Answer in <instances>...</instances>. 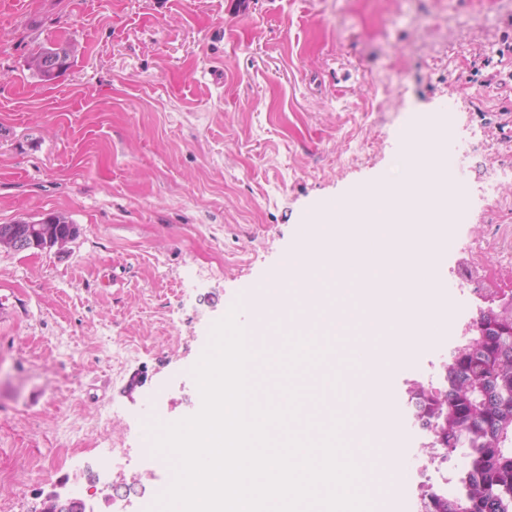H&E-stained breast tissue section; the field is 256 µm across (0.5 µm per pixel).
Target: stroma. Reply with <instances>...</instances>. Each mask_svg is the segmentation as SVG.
Returning a JSON list of instances; mask_svg holds the SVG:
<instances>
[{"label": "stroma", "instance_id": "stroma-1", "mask_svg": "<svg viewBox=\"0 0 512 512\" xmlns=\"http://www.w3.org/2000/svg\"><path fill=\"white\" fill-rule=\"evenodd\" d=\"M77 45L45 85L37 44ZM512 0H0V224L50 212L64 250L0 249V504L50 491L148 512L169 476L144 421L194 415L214 323L279 271L326 202L400 175V130L447 114L456 184L448 329L387 383L416 512L429 435L410 381L443 364L488 293H512ZM82 98L81 111L61 101Z\"/></svg>", "mask_w": 512, "mask_h": 512}]
</instances>
